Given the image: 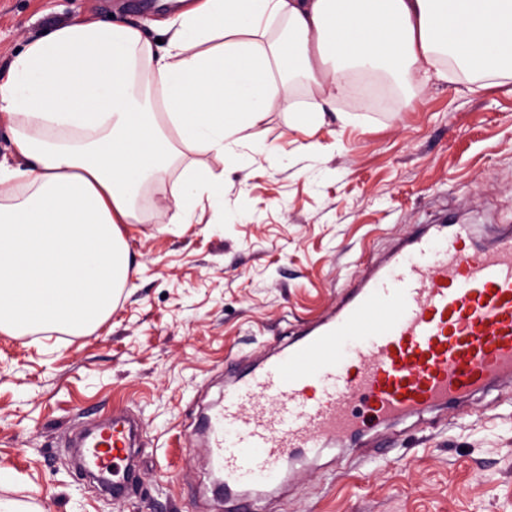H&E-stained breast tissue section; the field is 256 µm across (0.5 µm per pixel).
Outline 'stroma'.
<instances>
[{"instance_id":"stroma-1","label":"stroma","mask_w":512,"mask_h":512,"mask_svg":"<svg viewBox=\"0 0 512 512\" xmlns=\"http://www.w3.org/2000/svg\"><path fill=\"white\" fill-rule=\"evenodd\" d=\"M174 0H0V68L70 20L122 19L156 38ZM380 112L358 88L326 123L294 127L282 106L246 131L240 170L184 150L160 174L208 173L222 193L189 215L142 185L121 227L138 271L95 332H0V497L43 512H233L199 432L224 371L324 319L354 281L419 224L457 217L475 244L512 224V94L408 79ZM353 116L352 124L338 113ZM132 411L140 479L121 499L74 467L73 427ZM247 512H512V392L470 416L390 420L293 454L276 490L243 491Z\"/></svg>"}]
</instances>
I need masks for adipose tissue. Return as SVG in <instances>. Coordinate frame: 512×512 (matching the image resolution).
Segmentation results:
<instances>
[{
	"label": "adipose tissue",
	"instance_id": "adipose-tissue-1",
	"mask_svg": "<svg viewBox=\"0 0 512 512\" xmlns=\"http://www.w3.org/2000/svg\"><path fill=\"white\" fill-rule=\"evenodd\" d=\"M73 21L0 70L25 165L0 161V332L94 331L135 273L120 226L180 149L233 167L246 130L285 103L321 125L355 71L512 81V0H188L155 22ZM325 97L298 105L287 74Z\"/></svg>",
	"mask_w": 512,
	"mask_h": 512
}]
</instances>
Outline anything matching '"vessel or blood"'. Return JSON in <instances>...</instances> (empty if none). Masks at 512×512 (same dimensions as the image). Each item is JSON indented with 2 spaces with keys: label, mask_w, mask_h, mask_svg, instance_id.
Instances as JSON below:
<instances>
[{
  "label": "vessel or blood",
  "mask_w": 512,
  "mask_h": 512,
  "mask_svg": "<svg viewBox=\"0 0 512 512\" xmlns=\"http://www.w3.org/2000/svg\"><path fill=\"white\" fill-rule=\"evenodd\" d=\"M512 381V232L473 247L471 227L417 228L335 311L224 388L208 418L225 495L279 482L293 451L351 432L353 399L375 419L418 416ZM84 466L130 463L132 430L113 418L80 441Z\"/></svg>",
  "instance_id": "b4317fda"
}]
</instances>
